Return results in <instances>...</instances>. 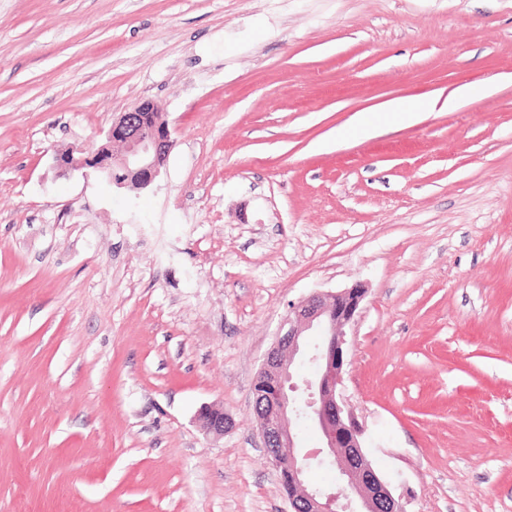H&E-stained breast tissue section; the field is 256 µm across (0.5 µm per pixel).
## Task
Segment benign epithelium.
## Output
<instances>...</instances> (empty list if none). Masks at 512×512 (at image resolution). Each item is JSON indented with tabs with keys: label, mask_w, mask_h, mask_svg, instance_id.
<instances>
[{
	"label": "benign epithelium",
	"mask_w": 512,
	"mask_h": 512,
	"mask_svg": "<svg viewBox=\"0 0 512 512\" xmlns=\"http://www.w3.org/2000/svg\"><path fill=\"white\" fill-rule=\"evenodd\" d=\"M119 143L123 154L115 159L110 144ZM171 148V133L158 107L145 100L112 122L106 143L82 158L57 156V166L78 170L117 168L123 179L140 188L158 177ZM364 289L355 285L338 292L315 293L284 318L276 340L257 374L256 397L263 399L257 428L267 457L275 469L288 465L290 512H404L388 483L375 471L363 450L362 429L337 392L346 365L344 328L354 322ZM322 336L321 345L309 351L305 337ZM308 359L317 364L315 377L305 382L303 397L293 393L295 364ZM206 431L224 435L230 421L224 407L210 405L199 414ZM307 419L318 431L321 447L301 452L292 428L295 419ZM336 465L337 488L320 491L308 485L305 470L310 461Z\"/></svg>",
	"instance_id": "7a95c632"
}]
</instances>
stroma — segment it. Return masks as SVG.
<instances>
[{
  "label": "stroma",
  "mask_w": 512,
  "mask_h": 512,
  "mask_svg": "<svg viewBox=\"0 0 512 512\" xmlns=\"http://www.w3.org/2000/svg\"><path fill=\"white\" fill-rule=\"evenodd\" d=\"M143 100L151 186L57 167ZM357 284L373 467L404 512H512V0H0V512H289L255 378ZM437 103L438 99L423 103L419 108L413 109L401 100L393 101L385 111L363 118L358 124L357 132L362 136L370 137L373 135L376 127L382 121H385L387 117H396L403 123H413L420 118L419 112L432 110L436 107ZM206 431L214 436H223L224 431L230 427V421L224 415L223 406L210 405L199 414Z\"/></svg>",
  "instance_id": "stroma-1"
}]
</instances>
